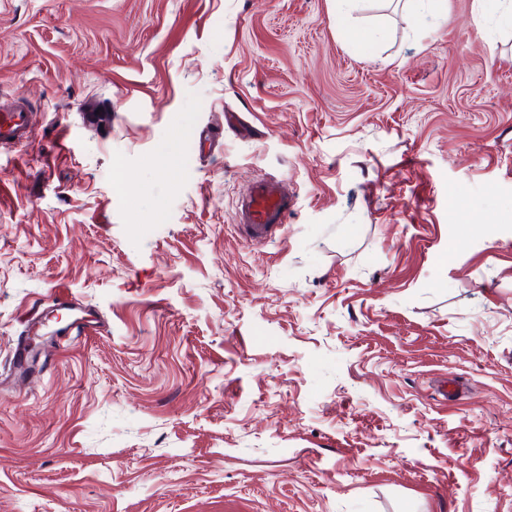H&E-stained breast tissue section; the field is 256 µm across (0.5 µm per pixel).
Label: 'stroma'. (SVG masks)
<instances>
[{"mask_svg":"<svg viewBox=\"0 0 512 512\" xmlns=\"http://www.w3.org/2000/svg\"><path fill=\"white\" fill-rule=\"evenodd\" d=\"M2 94L0 512H512L491 0H0ZM32 134L31 115L23 98L18 96L13 102H5L0 98L1 146H24ZM294 201L284 181L264 176L255 179L238 198L235 220L241 236L254 244L271 242L279 227L287 224Z\"/></svg>","mask_w":512,"mask_h":512,"instance_id":"35a3bbf8","label":"stroma"}]
</instances>
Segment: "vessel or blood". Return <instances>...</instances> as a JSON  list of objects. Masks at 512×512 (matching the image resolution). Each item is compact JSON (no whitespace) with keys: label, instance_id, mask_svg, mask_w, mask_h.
I'll list each match as a JSON object with an SVG mask.
<instances>
[{"label":"vessel or blood","instance_id":"obj_1","mask_svg":"<svg viewBox=\"0 0 512 512\" xmlns=\"http://www.w3.org/2000/svg\"><path fill=\"white\" fill-rule=\"evenodd\" d=\"M33 134L31 115L22 99H0V144L25 145ZM294 201L282 179L257 178L236 203L237 228L247 241L259 244L272 241L279 227L286 224Z\"/></svg>","mask_w":512,"mask_h":512}]
</instances>
